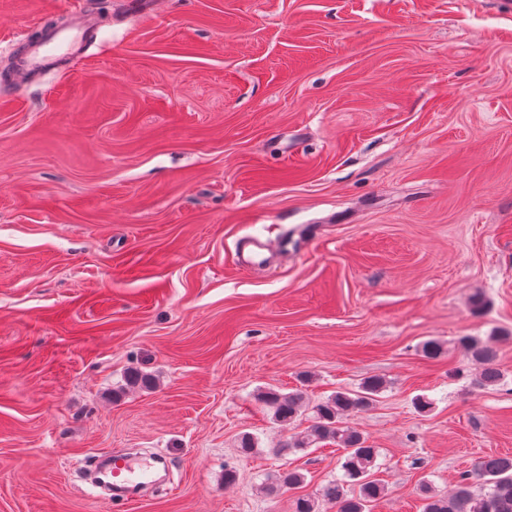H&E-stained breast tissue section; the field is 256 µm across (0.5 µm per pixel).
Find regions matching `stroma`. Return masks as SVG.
<instances>
[{"mask_svg": "<svg viewBox=\"0 0 512 512\" xmlns=\"http://www.w3.org/2000/svg\"><path fill=\"white\" fill-rule=\"evenodd\" d=\"M78 7L112 17L87 56L0 96V512H336L341 450L283 453L309 420L260 395L369 377L350 424L379 451L375 512L512 455V338L483 390L458 346L512 331V9L0 0V70ZM248 235L278 259L242 269ZM111 451L163 456L165 484L98 500L80 475Z\"/></svg>", "mask_w": 512, "mask_h": 512, "instance_id": "stroma-1", "label": "stroma"}]
</instances>
